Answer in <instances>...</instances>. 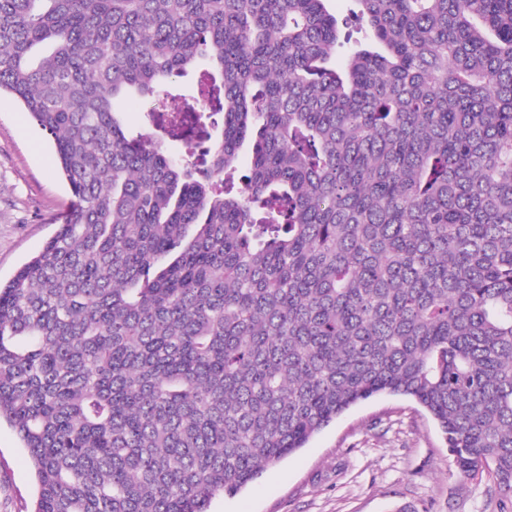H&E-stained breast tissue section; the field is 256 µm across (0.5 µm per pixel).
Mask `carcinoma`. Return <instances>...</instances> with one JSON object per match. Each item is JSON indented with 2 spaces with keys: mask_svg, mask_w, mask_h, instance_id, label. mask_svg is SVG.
<instances>
[{
  "mask_svg": "<svg viewBox=\"0 0 512 512\" xmlns=\"http://www.w3.org/2000/svg\"><path fill=\"white\" fill-rule=\"evenodd\" d=\"M325 2L0 0L72 195L0 283L34 512H207L379 394L512 504V0Z\"/></svg>",
  "mask_w": 512,
  "mask_h": 512,
  "instance_id": "cac0c4a2",
  "label": "carcinoma"
}]
</instances>
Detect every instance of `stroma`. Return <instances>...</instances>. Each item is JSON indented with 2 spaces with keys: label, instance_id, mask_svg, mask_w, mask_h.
I'll return each mask as SVG.
<instances>
[{
  "label": "stroma",
  "instance_id": "stroma-1",
  "mask_svg": "<svg viewBox=\"0 0 512 512\" xmlns=\"http://www.w3.org/2000/svg\"><path fill=\"white\" fill-rule=\"evenodd\" d=\"M72 196L50 136L10 95L0 96V280H9L55 233ZM31 460L0 424V512H30ZM489 476L461 480L431 417L415 402L380 395L315 434L209 512H500Z\"/></svg>",
  "mask_w": 512,
  "mask_h": 512
}]
</instances>
